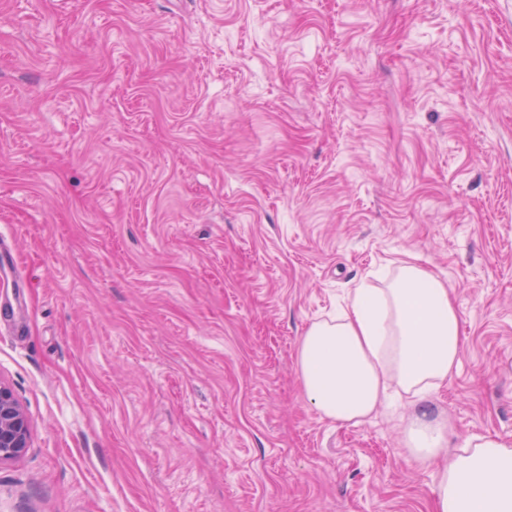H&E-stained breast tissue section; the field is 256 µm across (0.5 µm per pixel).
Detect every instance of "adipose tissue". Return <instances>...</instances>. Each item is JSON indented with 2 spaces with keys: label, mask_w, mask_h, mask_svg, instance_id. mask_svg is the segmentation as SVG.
Returning <instances> with one entry per match:
<instances>
[{
  "label": "adipose tissue",
  "mask_w": 512,
  "mask_h": 512,
  "mask_svg": "<svg viewBox=\"0 0 512 512\" xmlns=\"http://www.w3.org/2000/svg\"><path fill=\"white\" fill-rule=\"evenodd\" d=\"M463 347L447 281L405 260L378 283L362 280L336 318L307 328L297 370L307 402L339 425L362 424L394 398H410L404 444L437 469L432 512H512V444L476 436L452 445L446 421L426 406Z\"/></svg>",
  "instance_id": "adipose-tissue-1"
}]
</instances>
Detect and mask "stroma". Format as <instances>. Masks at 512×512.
<instances>
[{
	"instance_id": "1",
	"label": "stroma",
	"mask_w": 512,
	"mask_h": 512,
	"mask_svg": "<svg viewBox=\"0 0 512 512\" xmlns=\"http://www.w3.org/2000/svg\"><path fill=\"white\" fill-rule=\"evenodd\" d=\"M453 289L432 395L512 441V0H0V512H430L308 326L391 261ZM28 442V418L12 391L0 382V461L21 455Z\"/></svg>"
}]
</instances>
